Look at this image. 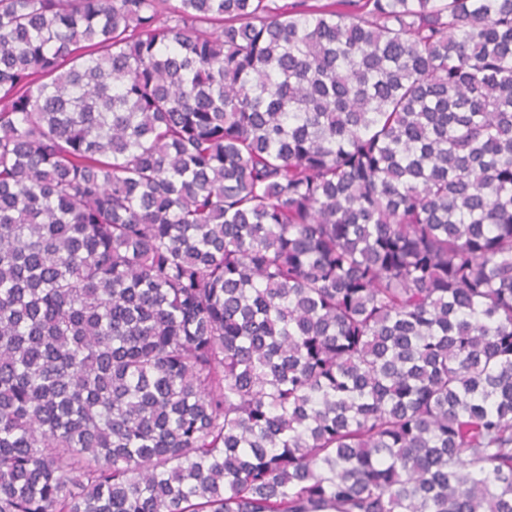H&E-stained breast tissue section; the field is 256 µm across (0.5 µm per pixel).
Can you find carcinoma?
Segmentation results:
<instances>
[{
  "label": "carcinoma",
  "mask_w": 512,
  "mask_h": 512,
  "mask_svg": "<svg viewBox=\"0 0 512 512\" xmlns=\"http://www.w3.org/2000/svg\"><path fill=\"white\" fill-rule=\"evenodd\" d=\"M0 512H512V0H0Z\"/></svg>",
  "instance_id": "1"
}]
</instances>
